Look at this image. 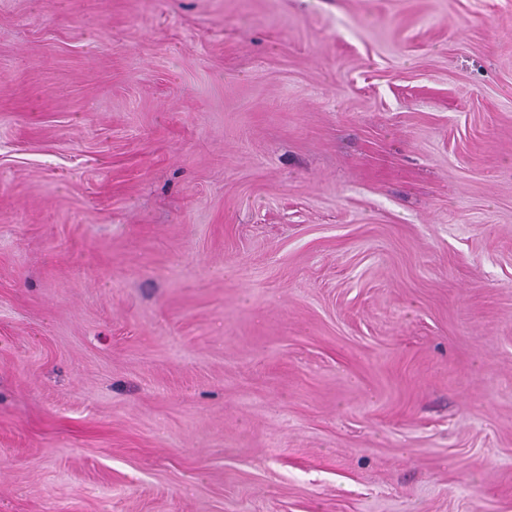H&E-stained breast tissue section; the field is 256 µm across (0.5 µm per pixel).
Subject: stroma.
<instances>
[{
    "instance_id": "stroma-1",
    "label": "stroma",
    "mask_w": 512,
    "mask_h": 512,
    "mask_svg": "<svg viewBox=\"0 0 512 512\" xmlns=\"http://www.w3.org/2000/svg\"><path fill=\"white\" fill-rule=\"evenodd\" d=\"M0 512H512V0H0Z\"/></svg>"
}]
</instances>
